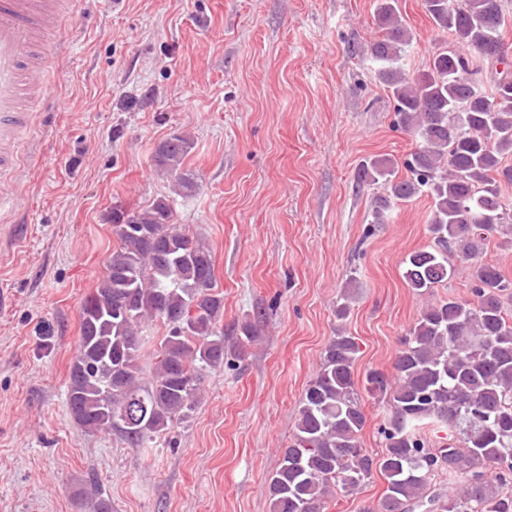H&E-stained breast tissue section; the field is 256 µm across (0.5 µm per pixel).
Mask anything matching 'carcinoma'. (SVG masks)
Wrapping results in <instances>:
<instances>
[{"label": "carcinoma", "mask_w": 512, "mask_h": 512, "mask_svg": "<svg viewBox=\"0 0 512 512\" xmlns=\"http://www.w3.org/2000/svg\"><path fill=\"white\" fill-rule=\"evenodd\" d=\"M448 42L411 78L401 61L412 42L397 0H378L382 38L372 47L378 77L391 91L399 124L418 148L398 180L389 158H371L359 178L380 185L374 223L391 201L427 194L432 201L427 247L407 254L403 277L425 296L452 276L449 256L473 259V299L426 304L409 327L392 371L371 370L364 389L387 404L385 448L374 458L360 443L366 423L354 379L359 345L339 334L306 385L288 447L270 482V512H325L334 491L356 493L377 471L385 495L366 512H512V318L501 298L512 279L477 260L482 241L512 224V203L499 177L512 178V62L502 39V0H424ZM193 147L175 135L161 142L154 165L176 177L180 194L196 189L182 170ZM169 200L139 211L117 209L118 245L107 272L81 305V340L67 388L80 428L115 432L132 447L154 443L194 410L204 375L224 364V306L215 291L209 247L172 222ZM160 319L168 331L150 380L139 363L142 328ZM448 432V441L428 432ZM460 477L445 492L443 470Z\"/></svg>", "instance_id": "obj_1"}]
</instances>
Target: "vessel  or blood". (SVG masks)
I'll use <instances>...</instances> for the list:
<instances>
[{
  "mask_svg": "<svg viewBox=\"0 0 512 512\" xmlns=\"http://www.w3.org/2000/svg\"><path fill=\"white\" fill-rule=\"evenodd\" d=\"M68 0H0V177L19 163L16 142L29 133L46 89L25 66L37 36L55 35Z\"/></svg>",
  "mask_w": 512,
  "mask_h": 512,
  "instance_id": "obj_1",
  "label": "vessel or blood"
}]
</instances>
